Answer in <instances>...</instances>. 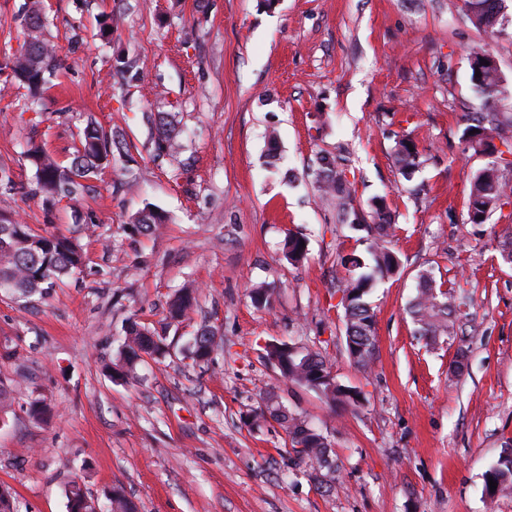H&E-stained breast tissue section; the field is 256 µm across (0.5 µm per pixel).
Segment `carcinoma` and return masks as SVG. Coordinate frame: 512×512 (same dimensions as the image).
Here are the masks:
<instances>
[{"label":"carcinoma","instance_id":"cac0c4a2","mask_svg":"<svg viewBox=\"0 0 512 512\" xmlns=\"http://www.w3.org/2000/svg\"><path fill=\"white\" fill-rule=\"evenodd\" d=\"M503 0H464L466 11L480 26L495 29L500 23V3ZM23 42L32 48L30 54L22 57L6 56L4 68L10 70V79L24 88L33 98L54 87V80L64 69V59L44 35L47 17L36 6L25 7ZM479 111L470 118L464 130V139L469 148L496 160L478 172L471 181L468 198L469 220L483 224L491 211L497 208L503 197L512 193V185L501 179L498 164L509 166L503 152L493 143L499 138L506 148H512V114L496 112L493 104L502 94L500 78L485 72L475 81ZM152 124L151 135L160 150L171 151L174 143L167 124L163 120L147 117ZM412 141L398 142L396 159L402 173L409 177L419 167L418 151H410ZM26 161L35 169L36 188L34 194L43 196L47 204H55L63 198L72 199L85 188L88 180L100 167L110 163L112 157V135L93 125L79 131L74 143L71 160L64 165L58 162L44 147L32 144L23 153ZM318 190L324 196L336 199V209L343 217L349 216L351 188L341 163L334 157L322 155L316 160ZM372 208L378 222L357 224L350 222L353 230H366L373 236L370 246L371 263L351 255L342 259L349 273L345 287L347 300L341 301L344 308L345 346L350 360L361 369L371 368L376 355L374 328L376 314L368 301V295L378 280L400 270L401 260L389 247V238L394 227L387 214L384 199L372 201ZM167 222V216L153 208H145L133 219L138 230L151 234ZM304 237L290 234L283 242V252L290 261L300 260L307 247L301 245ZM85 252L77 239L61 233L37 230L28 224L0 217V289L12 295L31 301L33 297L43 299L51 294L61 278L82 271ZM419 284L409 314L414 325V334L434 344L454 333L457 313L464 304L463 296L455 286L445 287L437 283L431 271L418 274ZM196 290L183 288L174 294L169 303L168 329L170 322H182L189 317L196 305ZM216 333L209 328L197 331L186 346V357L196 365L212 362L217 350ZM169 354L167 336L161 334L134 317L126 321L124 337L112 361V379L127 381L136 377L138 366L150 358L160 360ZM264 359L275 366L281 376L289 381L318 393L328 402L343 398L356 406L360 398L352 389L321 377L330 373L326 361L304 343L271 342L265 347ZM271 414L283 427L291 450L287 451V467L308 468L310 477L323 488L327 486L322 470H332L334 461L330 456L329 444L315 427L301 415L282 410L277 396H268L265 408L247 419L252 427H260L265 414ZM486 477L497 483L493 494L512 492V449L504 451L497 464Z\"/></svg>","mask_w":512,"mask_h":512}]
</instances>
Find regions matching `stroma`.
<instances>
[{"mask_svg": "<svg viewBox=\"0 0 512 512\" xmlns=\"http://www.w3.org/2000/svg\"><path fill=\"white\" fill-rule=\"evenodd\" d=\"M67 67L30 104L0 74V213L80 237L82 272L43 301L0 294V485L17 512H68L80 483L99 512L122 491L138 512H512L484 476L512 447V265L501 256L512 201L486 223L468 216L470 180L487 156L463 131L479 101L470 58L493 57L512 94V0L495 31L463 0H42ZM107 34H100V26ZM168 114L180 144L158 153L144 113ZM119 130L112 164L77 200L45 210L34 196L29 141L67 160L87 121ZM422 164L404 178L398 141ZM277 168H269V147ZM346 149L353 206L384 197L402 268L377 282V358L350 361L341 298L344 256H366V231L343 225L320 194L313 161ZM169 222L145 235L139 211ZM308 241L292 264L288 235ZM471 299L448 342L429 346L408 314L419 271ZM265 283L268 307L250 290ZM191 286V320L170 330V354L133 383L105 365L129 317L156 326ZM223 343L213 365L186 359L201 326ZM273 341L302 342L327 361L360 405H330L263 359ZM275 391L327 439L332 491L285 470L282 428L244 419ZM51 409L45 420L30 401Z\"/></svg>", "mask_w": 512, "mask_h": 512, "instance_id": "stroma-1", "label": "stroma"}]
</instances>
